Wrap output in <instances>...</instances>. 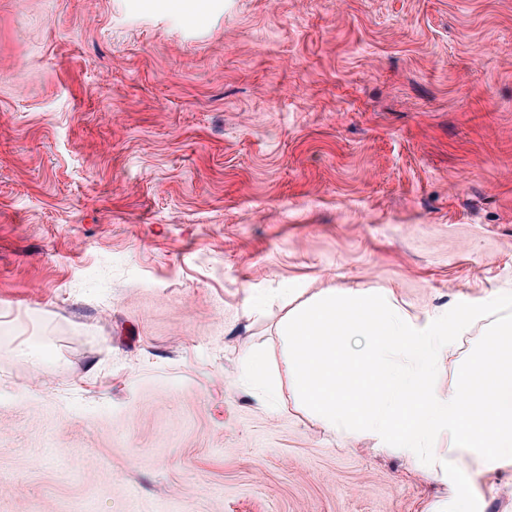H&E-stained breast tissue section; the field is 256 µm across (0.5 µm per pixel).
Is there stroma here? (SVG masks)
<instances>
[{"label":"stroma","mask_w":512,"mask_h":512,"mask_svg":"<svg viewBox=\"0 0 512 512\" xmlns=\"http://www.w3.org/2000/svg\"><path fill=\"white\" fill-rule=\"evenodd\" d=\"M193 3L0 0V512H426L290 397L279 328L512 293V0ZM459 467L512 512V463Z\"/></svg>","instance_id":"1"}]
</instances>
